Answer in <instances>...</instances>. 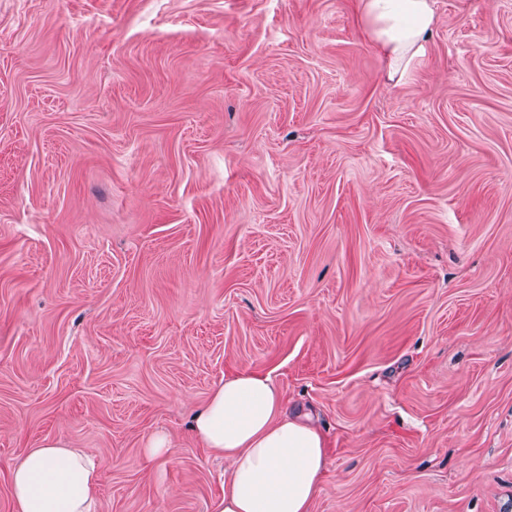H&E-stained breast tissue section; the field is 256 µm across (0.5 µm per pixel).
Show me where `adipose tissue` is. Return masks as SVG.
<instances>
[{
	"label": "adipose tissue",
	"mask_w": 512,
	"mask_h": 512,
	"mask_svg": "<svg viewBox=\"0 0 512 512\" xmlns=\"http://www.w3.org/2000/svg\"><path fill=\"white\" fill-rule=\"evenodd\" d=\"M357 20L387 80L401 85L428 55L436 0H357ZM192 431L227 465L215 512H311L327 444L310 423L289 415L270 375L226 376L195 413ZM98 484L95 456L56 440L29 449L9 474L14 512H97Z\"/></svg>",
	"instance_id": "1"
}]
</instances>
